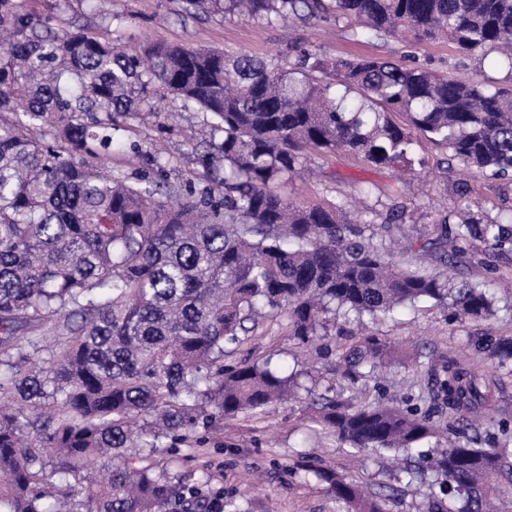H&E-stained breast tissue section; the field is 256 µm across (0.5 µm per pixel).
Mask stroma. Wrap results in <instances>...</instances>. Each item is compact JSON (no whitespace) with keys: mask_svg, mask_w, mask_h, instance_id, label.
Segmentation results:
<instances>
[{"mask_svg":"<svg viewBox=\"0 0 512 512\" xmlns=\"http://www.w3.org/2000/svg\"><path fill=\"white\" fill-rule=\"evenodd\" d=\"M29 5L66 26L110 28L113 40L124 50L153 41L180 42L229 53L246 52L286 68L297 61L294 47L311 44L328 58L360 54L451 76L512 82V75L497 67L492 58L463 57L444 42L419 44L407 39L361 37L341 23L307 21L286 28L243 17L193 15L185 11L182 0H112L106 16L90 13L80 0H29ZM168 109L167 102L158 101L146 112L114 114L119 130L104 165L113 176L144 189L163 183V199L173 202L183 196L186 186L202 190L214 184L223 176L224 165L218 162L209 168L203 162L213 140L205 113H181L172 129L165 119ZM416 153L426 161V178L395 168L371 167L345 152L315 154L311 157V176L290 177L278 190L306 204L343 203L355 186L369 183L371 193L358 203L364 219L379 221L393 203L407 208L405 224L384 235L383 244L411 269L419 264L418 253L409 249L406 240L411 225L428 226L435 212L451 207L458 199V183L467 184L469 191L463 200L476 214L497 220L512 215V178L494 179L476 169L462 176L450 172L447 150L423 138ZM160 157L168 161L161 177L155 174ZM456 277L469 283L491 282L493 316L451 324L440 307L421 301L395 318L373 324L372 333L395 345L401 355L386 388H378L374 377L347 385L340 378L336 361L350 344V337L331 334L299 344L289 332L284 312L258 320L225 362H260L270 357L286 371L309 374L318 391H331L337 399L351 404L411 397L426 407L430 404V382L421 365L434 355H452L501 379L503 392L478 429L482 438H500L499 421L512 422V373L498 368L487 356L474 355L469 340L487 334L512 336V252L470 242L458 258ZM309 405L310 398L302 391L262 411L216 420L211 428L198 429L187 441L156 449L154 462L158 469L186 482L223 489L237 499L242 512H341L326 483L295 472V464L304 460L318 461L353 477L371 494L379 492L381 486L396 485L391 512H417L427 497L426 484L397 482L399 468L393 456L352 455L335 436L311 420Z\"/></svg>","mask_w":512,"mask_h":512,"instance_id":"stroma-1","label":"stroma"}]
</instances>
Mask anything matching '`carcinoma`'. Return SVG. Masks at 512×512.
<instances>
[{
    "instance_id": "cac0c4a2",
    "label": "carcinoma",
    "mask_w": 512,
    "mask_h": 512,
    "mask_svg": "<svg viewBox=\"0 0 512 512\" xmlns=\"http://www.w3.org/2000/svg\"><path fill=\"white\" fill-rule=\"evenodd\" d=\"M25 2L0 0V512H49L51 496L71 504L63 512H240L233 499L157 471L152 449L301 388L268 365H224L247 323L285 310L301 344L331 327L356 337L338 357L353 385L396 362L370 324L404 306L432 301L452 323L493 315L490 288L456 285L452 270L462 241L512 251L502 222L460 204L436 215L420 251L440 253L443 269L409 270L344 206L295 203L273 184L308 151L423 169L416 133L465 167L512 176L511 87L301 46L288 70L178 42L123 52L107 35L53 26ZM185 10L409 33L465 56L496 53L512 73V0H185ZM156 98L209 116L223 135L224 185L171 204L89 163L112 152L113 113ZM404 216L390 207L384 232ZM46 335L57 342L27 366ZM471 344L512 373V336ZM427 373L433 408L320 393L315 420L354 453L403 455L412 479L431 471L424 512H507L512 448L462 426L448 447L424 449L437 413L467 422L491 410L502 386L448 356L430 359ZM101 460L108 480L94 484L84 471ZM304 471L345 512H389V494L368 495L314 464Z\"/></svg>"
}]
</instances>
